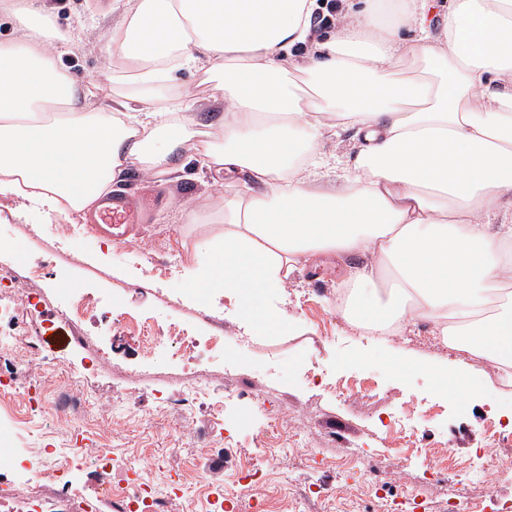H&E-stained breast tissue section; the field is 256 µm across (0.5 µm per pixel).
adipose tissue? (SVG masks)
Returning a JSON list of instances; mask_svg holds the SVG:
<instances>
[{
    "label": "adipose tissue",
    "mask_w": 512,
    "mask_h": 512,
    "mask_svg": "<svg viewBox=\"0 0 512 512\" xmlns=\"http://www.w3.org/2000/svg\"><path fill=\"white\" fill-rule=\"evenodd\" d=\"M317 0H129L105 58L140 85L94 105L58 63L43 0H0L19 42H0V194L66 218L95 210L129 167L174 174L187 143L201 167L238 172L223 234L191 270L198 296L223 291L250 322L282 270L320 254L362 257L342 317L381 335L423 319L512 368V0H349L336 32L315 34ZM311 43L292 62L283 56ZM205 74L216 108L184 113ZM179 89L181 104L165 93ZM339 127L351 161L320 144ZM341 184L318 186L321 170Z\"/></svg>",
    "instance_id": "ef3b65f1"
}]
</instances>
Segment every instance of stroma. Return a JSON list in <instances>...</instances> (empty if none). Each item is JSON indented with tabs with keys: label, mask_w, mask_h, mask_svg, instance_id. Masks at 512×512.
Wrapping results in <instances>:
<instances>
[{
	"label": "stroma",
	"mask_w": 512,
	"mask_h": 512,
	"mask_svg": "<svg viewBox=\"0 0 512 512\" xmlns=\"http://www.w3.org/2000/svg\"><path fill=\"white\" fill-rule=\"evenodd\" d=\"M46 4L60 32L81 29V44L62 53L59 63L95 92L96 104L105 108L115 97L135 96V87L113 84L104 58L106 34L123 13L124 0ZM182 160V172L162 179L128 168L118 191L137 187L159 201L146 223L130 226L121 237L80 216L59 233L46 209L0 195V264L26 278L19 296L40 293L43 320L59 335L70 331L60 315L66 300L80 290L93 293L111 303L112 316L87 317L83 329L114 340L110 363L85 380L100 400L84 418L55 416L52 404L56 386L87 355L80 347L49 346L35 357L37 370L27 382L38 416L22 419L21 398L0 392V447L9 453L0 479L13 477L20 455L36 453L46 462V484H72L98 499L99 512H113L110 501L98 497L94 463L70 454L77 443L89 441L126 464L133 488L163 490L166 512H212L219 499L229 512H294L312 483L329 491L312 512H387L411 493L417 496L413 512H442L452 486L432 477L437 458L411 453L399 424L418 427V447L450 449L460 464L486 446L487 426L512 411V390L438 340H420L417 331L371 337L337 319L336 291L358 265L355 257H322L290 269L283 290L266 298L284 318L278 326L244 322L223 293L189 296L186 273L205 263L203 242L222 229L224 193L214 187L212 174L197 168L192 149H185ZM186 205L195 209L197 223H185ZM20 249L26 253L22 263L15 260ZM318 269L324 275L316 283L311 274ZM202 309L223 319L224 346L197 348L199 361L211 369V389L183 421L159 403L161 396L184 390L182 360L163 345L140 355L133 341L121 337L123 320L135 317L156 334L174 324L186 336H203L207 330L196 316ZM400 361L411 373L397 371ZM452 372L470 381L466 397L448 398L440 388V376ZM351 383L362 387V395H343ZM251 393L278 411V431L268 430L265 416L247 399ZM295 432L318 440L319 455L289 449ZM351 446L368 455L390 454L385 488L361 479L342 486L339 475ZM267 447L289 453L280 467L263 468L258 482L245 480Z\"/></svg>",
	"instance_id": "1"
}]
</instances>
